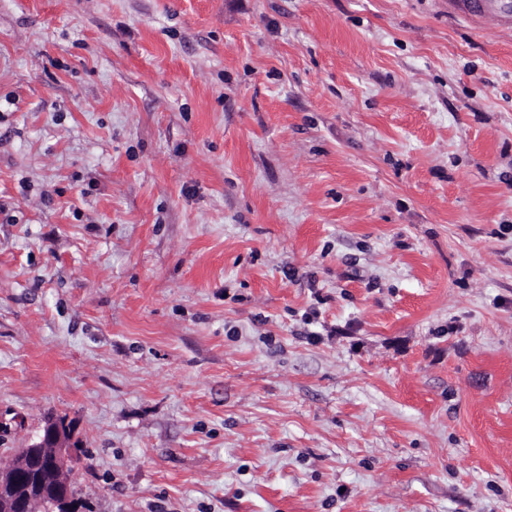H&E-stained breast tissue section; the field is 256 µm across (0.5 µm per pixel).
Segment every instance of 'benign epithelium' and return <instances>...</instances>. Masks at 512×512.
Listing matches in <instances>:
<instances>
[{
    "label": "benign epithelium",
    "mask_w": 512,
    "mask_h": 512,
    "mask_svg": "<svg viewBox=\"0 0 512 512\" xmlns=\"http://www.w3.org/2000/svg\"><path fill=\"white\" fill-rule=\"evenodd\" d=\"M76 456L71 424L64 418L48 420L37 443L18 449L13 463L0 467V512H72Z\"/></svg>",
    "instance_id": "1"
}]
</instances>
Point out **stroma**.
<instances>
[{"label": "stroma", "instance_id": "obj_1", "mask_svg": "<svg viewBox=\"0 0 512 512\" xmlns=\"http://www.w3.org/2000/svg\"><path fill=\"white\" fill-rule=\"evenodd\" d=\"M0 416L76 512H512V30L0 0Z\"/></svg>", "mask_w": 512, "mask_h": 512}]
</instances>
